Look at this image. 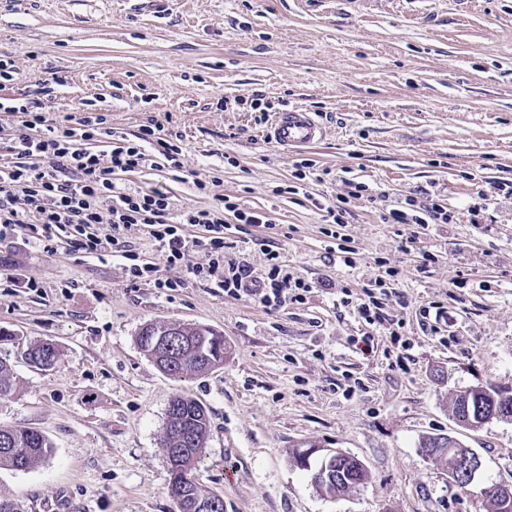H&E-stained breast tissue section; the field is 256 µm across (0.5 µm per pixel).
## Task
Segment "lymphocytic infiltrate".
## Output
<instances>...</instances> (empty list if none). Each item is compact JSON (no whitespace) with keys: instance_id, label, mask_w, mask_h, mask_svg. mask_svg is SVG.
I'll return each instance as SVG.
<instances>
[{"instance_id":"obj_1","label":"lymphocytic infiltrate","mask_w":512,"mask_h":512,"mask_svg":"<svg viewBox=\"0 0 512 512\" xmlns=\"http://www.w3.org/2000/svg\"><path fill=\"white\" fill-rule=\"evenodd\" d=\"M67 82V75L57 73L51 82L43 83L42 99L0 100V112L23 114L26 129L13 146L22 158L21 163L0 167V229H28L27 217L34 214L39 218L41 241L51 242L65 236L84 253L102 254L115 245L116 233L140 225L158 244L166 262L176 265L184 263L189 250L184 227L196 224L205 229L203 243L209 248L212 263L205 269L188 267L191 277H200L205 272L214 274L217 288L228 296L245 294L266 307L305 298L310 284L289 273L279 251H269V268L260 278L253 276L245 262L225 259V212H234L241 224L262 223V215L237 210L226 198L219 199L215 206L176 215L164 193L136 190L116 194L114 174L143 166L145 145H153L170 167L182 168V148L156 136L152 127L142 128L138 141L113 148L106 162L86 146L87 141L111 132L105 115L98 112L87 113L76 125L63 127L53 135H37V126L45 120V98L52 96L55 87ZM112 194L118 195V203L100 210L98 199ZM384 219L390 224H446L450 214L437 200L430 198L418 204L410 198L405 206L389 210Z\"/></svg>"}]
</instances>
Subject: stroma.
Segmentation results:
<instances>
[{
    "instance_id": "1",
    "label": "stroma",
    "mask_w": 512,
    "mask_h": 512,
    "mask_svg": "<svg viewBox=\"0 0 512 512\" xmlns=\"http://www.w3.org/2000/svg\"><path fill=\"white\" fill-rule=\"evenodd\" d=\"M0 59L19 70L3 98H37L68 72L38 134L100 100L113 134L90 142L95 153L146 125L179 137L183 168L117 174L118 191H161L177 211L230 198L266 221L225 213L227 257L261 277L279 251L312 286L275 309L227 296L186 271L208 264L206 247L169 266L139 226L119 243L158 273L137 282L118 254L48 250L21 229L1 238L0 330L12 338L0 359L16 391L0 424L38 430L54 450L31 471L0 468V497L23 512H174L162 440L182 394L209 414L199 481L224 512H490L485 488L512 484V421L467 427L454 399L512 392V199L470 211L478 191L512 183V0H0ZM259 96L320 113L324 141L285 152L265 140ZM430 194L452 223L383 222ZM341 200L348 223L335 230L324 209ZM339 247L352 266L332 259ZM378 284L381 325L356 311ZM148 322L216 329L223 365L163 374L136 343ZM46 340L60 365L30 366L23 351ZM439 434L480 455L468 486L422 452ZM312 446L355 456L368 483L323 494L292 459Z\"/></svg>"
}]
</instances>
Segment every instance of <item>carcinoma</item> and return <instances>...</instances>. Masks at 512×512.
<instances>
[{
    "mask_svg": "<svg viewBox=\"0 0 512 512\" xmlns=\"http://www.w3.org/2000/svg\"><path fill=\"white\" fill-rule=\"evenodd\" d=\"M216 338L205 343L193 334L187 339L176 336L169 341L170 349L166 358V366L160 367L174 379L182 378L193 373H207L224 364V336L214 330ZM26 359L39 369L55 367L62 359L60 346L52 341L39 342L27 350ZM14 393L13 371L10 364L0 360V399ZM167 412L170 425L177 427L189 437L185 448L182 449L178 471H169L172 483V494L175 512H186L187 504L198 500L216 504L214 512H224V498L218 494L203 489L198 481V464L201 461L207 433L210 426L206 408L199 402L183 397H174ZM503 408L505 403L500 400V394L494 389H487L480 399L466 401L455 399V412L458 418L470 425L484 423L487 414L493 408ZM53 452V445L41 432L25 427L0 425V467L12 470L28 471ZM344 478L335 485L321 487V490L331 494L344 492L350 488L361 486L370 478L368 470L358 463L355 458L348 457L341 463Z\"/></svg>",
    "mask_w": 512,
    "mask_h": 512,
    "instance_id": "cac0c4a2",
    "label": "carcinoma"
}]
</instances>
